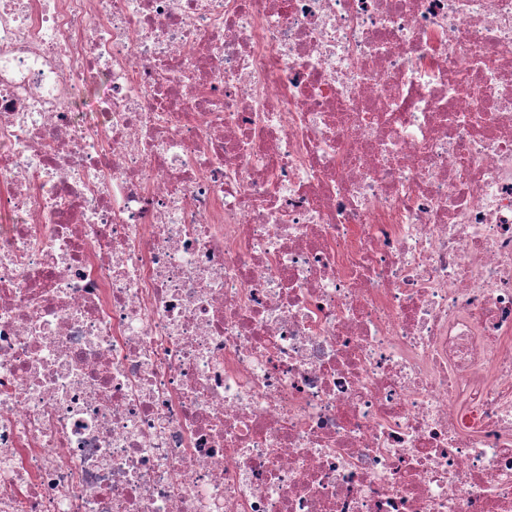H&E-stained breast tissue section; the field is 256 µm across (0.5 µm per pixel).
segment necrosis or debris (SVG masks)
<instances>
[{"label":"necrosis or debris","mask_w":512,"mask_h":512,"mask_svg":"<svg viewBox=\"0 0 512 512\" xmlns=\"http://www.w3.org/2000/svg\"><path fill=\"white\" fill-rule=\"evenodd\" d=\"M0 213V512H512V0H0Z\"/></svg>","instance_id":"1"}]
</instances>
